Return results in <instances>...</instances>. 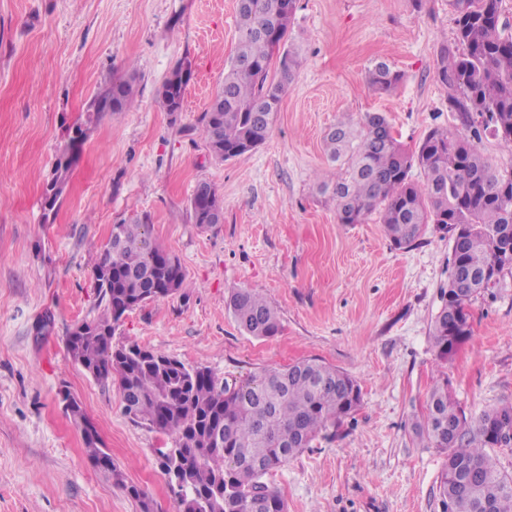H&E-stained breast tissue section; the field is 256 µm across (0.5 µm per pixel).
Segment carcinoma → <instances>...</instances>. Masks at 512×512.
<instances>
[{
    "instance_id": "cac0c4a2",
    "label": "carcinoma",
    "mask_w": 512,
    "mask_h": 512,
    "mask_svg": "<svg viewBox=\"0 0 512 512\" xmlns=\"http://www.w3.org/2000/svg\"><path fill=\"white\" fill-rule=\"evenodd\" d=\"M297 0H237L236 54L202 113L203 135L213 158L244 155L269 136L273 117L298 66L285 38ZM503 0H448L458 47L441 50L439 78L453 90L448 108L462 129H432L418 150L406 152L386 116L367 112L341 122L324 136L336 177L319 181L335 202L340 224H363L373 213L390 241L410 247L428 224L448 234V283L430 338L440 360L450 358L471 334L470 305L508 268L501 251L512 244V172L488 162L477 143L485 132L512 153V31L501 21ZM278 56L280 78L269 79ZM402 76L385 62L368 71L379 92ZM136 72L100 86L85 122L72 126L44 191V210L56 211L70 179L86 126L102 115L98 103L126 112L137 94ZM418 167L420 184L410 172ZM219 206L211 184L199 181L189 200L195 224L211 226ZM95 280L104 312L76 326L66 339L76 364L99 382H116L126 413L166 436L159 464L177 496L178 512H288L272 472L311 446L360 403V389L344 371L318 359L272 368L240 381L216 377L205 366H187L136 343L112 344L123 317L134 308L186 287L181 262L150 237L148 217L112 225ZM239 328L255 338L280 329L277 311L248 288L230 292ZM84 424L85 452L94 466L124 485L85 409L72 402ZM417 432L446 452L438 487L443 512H512V475L498 470L488 453L512 448V404L467 418L448 392V381L431 388Z\"/></svg>"
}]
</instances>
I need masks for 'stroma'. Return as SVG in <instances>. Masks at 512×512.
<instances>
[{"label": "stroma", "mask_w": 512, "mask_h": 512, "mask_svg": "<svg viewBox=\"0 0 512 512\" xmlns=\"http://www.w3.org/2000/svg\"><path fill=\"white\" fill-rule=\"evenodd\" d=\"M236 0H0V512H176L157 449L166 436L134 422L117 384L75 365L68 333L104 309L94 271L114 224L149 218L153 242L177 256L188 288L135 308L113 342H128L241 380L316 357L348 373L361 403L327 439L269 478L288 512H440L445 454L415 430L435 380L466 414L512 403V270L473 302L472 334L448 360L430 340L451 243L427 226L394 247L377 216L341 224L317 174L336 170L323 137L339 120L383 113L415 151L456 125L438 77L455 48L448 0H298L289 41L299 64L269 137L224 162L201 116L234 54ZM379 61L395 90L366 80ZM183 108L157 90L181 63ZM138 76L134 107L94 121L56 215L41 196L67 127L105 80ZM210 182L224 221L193 224L189 200ZM259 291L280 331L256 339L228 306ZM86 408L123 485L93 467L61 402Z\"/></svg>", "instance_id": "obj_1"}]
</instances>
